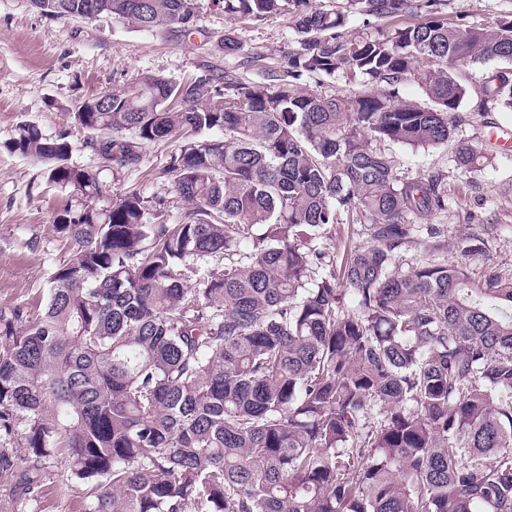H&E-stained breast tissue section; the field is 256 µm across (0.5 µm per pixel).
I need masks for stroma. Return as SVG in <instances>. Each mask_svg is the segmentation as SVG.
I'll list each match as a JSON object with an SVG mask.
<instances>
[{"instance_id": "stroma-1", "label": "stroma", "mask_w": 512, "mask_h": 512, "mask_svg": "<svg viewBox=\"0 0 512 512\" xmlns=\"http://www.w3.org/2000/svg\"><path fill=\"white\" fill-rule=\"evenodd\" d=\"M442 12L449 22L491 29L512 15V0H445ZM197 25L198 33L185 37L109 18L53 19L41 15L30 0H0V310L16 305L38 308L52 269L69 257L52 227L66 193L43 182L32 159L3 147L18 125L31 123L44 134L55 135L69 128L65 106L122 87L137 72L182 80L230 71L261 82L266 69L281 66L282 50L296 47L299 38L288 15L230 25L217 0H201ZM228 29L241 43L242 53L225 54L222 40ZM256 50L264 53V60L248 62V53ZM503 67V62L493 60L466 62L455 69L467 95L454 138L480 150L475 166H456L449 146L387 148L398 174L410 178L439 174L448 190L445 210L431 218L439 237L414 233L396 255L404 269L431 262L461 266L475 280L492 268L512 276V149L493 137L497 128L512 129V110L485 114L476 108L485 77ZM91 139L86 131L73 132L72 163L99 170L111 195L134 188L147 197L162 196L170 216H179L183 203L163 171L178 140L143 146L140 165L115 174L100 170ZM465 238L473 245L466 254L457 247ZM371 243L364 223L326 226L314 241L318 249L337 256ZM87 491V484L69 478L63 465L49 461L33 499L20 494L14 473H0V512H87Z\"/></svg>"}]
</instances>
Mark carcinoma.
Here are the masks:
<instances>
[{
    "label": "carcinoma",
    "instance_id": "obj_1",
    "mask_svg": "<svg viewBox=\"0 0 512 512\" xmlns=\"http://www.w3.org/2000/svg\"><path fill=\"white\" fill-rule=\"evenodd\" d=\"M237 23L291 15L298 46L251 83L230 72L139 73L76 103L104 166L182 140L163 171L184 202L116 199L70 163L66 130L23 124L4 148L69 195L53 226L70 258L45 305L0 310V471L56 458L88 512H512V278L396 261L413 221L444 209L438 176L394 171L388 144L446 146L464 61L512 62V19L420 20L349 39L351 13L396 19L412 0H218ZM52 18H112L190 36L198 0H31ZM387 89L301 91L303 75ZM430 105L402 98L411 74ZM512 109V71L478 108ZM454 162L478 150L458 141ZM372 244L340 264L313 245L341 216ZM247 241L251 250L240 244Z\"/></svg>",
    "mask_w": 512,
    "mask_h": 512
}]
</instances>
